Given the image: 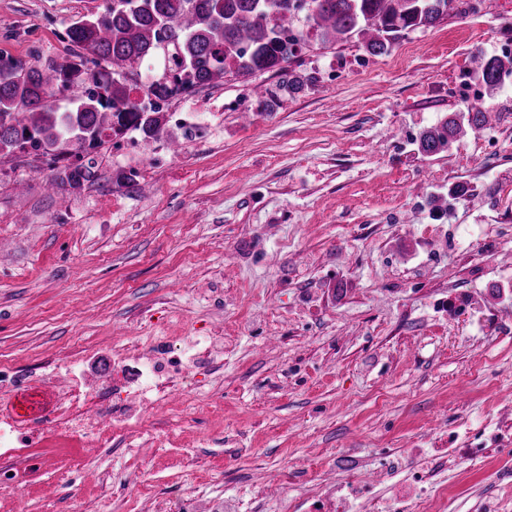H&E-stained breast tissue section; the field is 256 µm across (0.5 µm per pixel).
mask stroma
Here are the masks:
<instances>
[{
    "label": "stroma",
    "instance_id": "1",
    "mask_svg": "<svg viewBox=\"0 0 512 512\" xmlns=\"http://www.w3.org/2000/svg\"><path fill=\"white\" fill-rule=\"evenodd\" d=\"M110 0H0V51L42 61ZM399 39L389 54L307 38L304 91L265 106L236 82L180 152L142 142L61 200L11 159L0 186V362L40 367L65 348L219 333L224 357L195 404L159 407L149 440L74 448L0 512H326L315 490L372 472L388 512L389 461L452 448L444 512H481L512 472V75L495 91L471 58L512 54V0ZM493 107L497 121L427 157L420 134ZM462 305L447 318L441 305ZM141 479L138 494L116 484ZM290 491L280 495V479Z\"/></svg>",
    "mask_w": 512,
    "mask_h": 512
}]
</instances>
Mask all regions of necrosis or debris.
I'll list each match as a JSON object with an SVG mask.
<instances>
[{
  "instance_id": "1",
  "label": "necrosis or debris",
  "mask_w": 512,
  "mask_h": 512,
  "mask_svg": "<svg viewBox=\"0 0 512 512\" xmlns=\"http://www.w3.org/2000/svg\"><path fill=\"white\" fill-rule=\"evenodd\" d=\"M153 348L149 357L136 338L106 353L86 344L54 363L50 373L64 384L39 404L32 420L0 418V494L22 499L29 476L47 464V449L103 448L137 432L155 408L193 386L199 364L223 356L224 339H163ZM409 470L414 490L396 492L392 512H433L446 486L434 480L431 467L413 462Z\"/></svg>"
}]
</instances>
